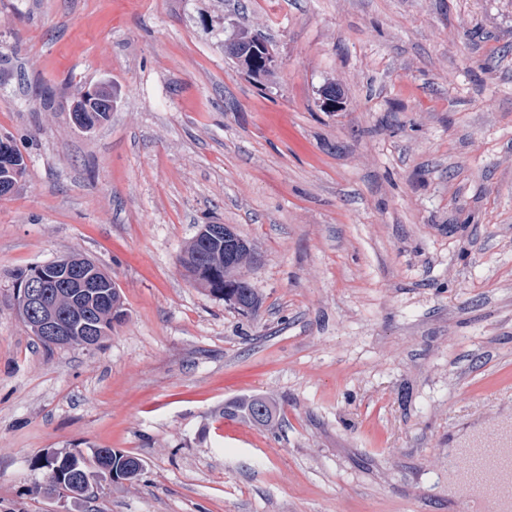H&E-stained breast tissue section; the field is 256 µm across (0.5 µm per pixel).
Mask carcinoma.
<instances>
[{
    "instance_id": "obj_1",
    "label": "carcinoma",
    "mask_w": 512,
    "mask_h": 512,
    "mask_svg": "<svg viewBox=\"0 0 512 512\" xmlns=\"http://www.w3.org/2000/svg\"><path fill=\"white\" fill-rule=\"evenodd\" d=\"M112 112L108 98L98 102L96 111L83 113L85 125L93 126L106 120ZM16 171L17 177L25 172V161L20 150L7 138H0V169ZM253 259V249L246 241L228 251L224 249V239L195 234L184 248L179 258L181 266L190 279L197 285L226 302L233 304L240 312L249 314L259 305V296L247 279V272ZM93 265V261L79 255H70L57 261L35 265L18 275L17 281L23 282L36 272L45 275L46 287L43 288V304L60 317L67 328L66 345L82 346L87 336L79 329V321L94 324L99 328L97 340L108 336L112 327L125 320V309L112 313V305L87 294L74 295L68 280L67 270H84ZM224 418L244 420L254 425L268 427L276 420V409L265 396H250L232 399L224 403ZM59 474L43 468L45 472L44 493L54 494L60 490L68 491L74 497L89 494L93 486L102 479L114 483L130 481L139 475L142 469L140 458L113 448H95L92 461H87L82 453L57 455Z\"/></svg>"
}]
</instances>
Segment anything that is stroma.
Instances as JSON below:
<instances>
[{
	"label": "stroma",
	"mask_w": 512,
	"mask_h": 512,
	"mask_svg": "<svg viewBox=\"0 0 512 512\" xmlns=\"http://www.w3.org/2000/svg\"><path fill=\"white\" fill-rule=\"evenodd\" d=\"M0 137V512H456L449 456L512 420V0H0ZM201 224L254 244L253 316L180 266ZM72 254L127 317L48 352L15 276ZM255 394L275 426L223 417ZM92 448L140 476L43 493ZM238 35L241 40H249L247 42H242L238 37L233 36L227 42H225V50L230 56L235 57L237 60L246 59L251 60L258 56L264 57L265 66L268 70L275 71L279 67V60L276 57L275 53L272 52L266 44L263 43L262 40L256 39L254 36L261 37L267 43V39L258 30L251 29H242L239 30ZM269 45V43H268ZM104 94H107L109 99L104 97L100 100L101 96ZM99 100L100 102H98L95 112H81L86 121L85 123L83 122L85 125L92 127L96 123L107 120L110 112H112V87L107 83H99L81 91L73 102L72 108L78 106L79 108L85 107L86 109H90V107ZM0 168L1 171L9 168L16 171L15 186L25 172V161L20 150L8 138H0Z\"/></svg>",
	"instance_id": "stroma-1"
}]
</instances>
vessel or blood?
Masks as SVG:
<instances>
[{"mask_svg":"<svg viewBox=\"0 0 512 512\" xmlns=\"http://www.w3.org/2000/svg\"><path fill=\"white\" fill-rule=\"evenodd\" d=\"M470 465L459 471L463 486L456 506L458 512H512V501L497 496L489 474L505 481L512 480V435L497 434L490 447L469 451Z\"/></svg>","mask_w":512,"mask_h":512,"instance_id":"b4317fda","label":"vessel or blood"}]
</instances>
